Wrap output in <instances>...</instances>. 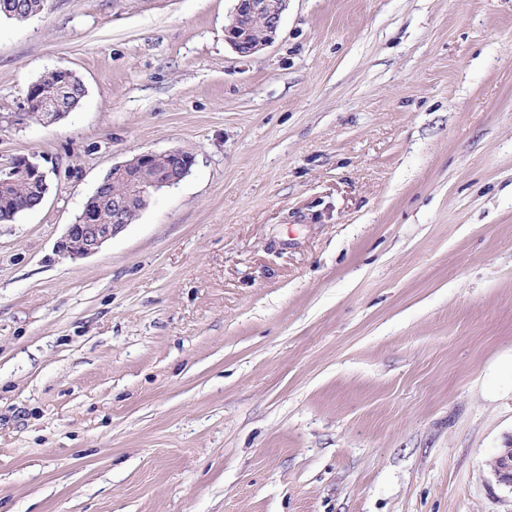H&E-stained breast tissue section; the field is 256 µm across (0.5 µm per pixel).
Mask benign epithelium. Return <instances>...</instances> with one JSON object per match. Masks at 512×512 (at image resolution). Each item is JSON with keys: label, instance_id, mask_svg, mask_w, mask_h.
Listing matches in <instances>:
<instances>
[{"label": "benign epithelium", "instance_id": "7a95c632", "mask_svg": "<svg viewBox=\"0 0 512 512\" xmlns=\"http://www.w3.org/2000/svg\"><path fill=\"white\" fill-rule=\"evenodd\" d=\"M287 2L288 0H236L231 20L224 28L225 41L240 56H248L261 50L275 38ZM259 16L263 17L265 33L262 38L253 39L250 22ZM62 72L68 78L51 95L52 106L43 118L46 123H54L65 116L66 102L74 82L69 79L70 70L64 68ZM167 155L181 161L178 167L181 174L176 176L157 169L153 163L156 154L148 151L112 166L111 179L99 183L85 203L82 215L74 223L67 225L64 235L57 243L58 254L72 260L96 254L105 242L125 228L121 221L122 212L132 198H142L152 191L178 183L195 163L192 155L181 150H171ZM3 170L0 191L7 190L18 181L34 182L39 189L48 190L47 173L33 155L14 156L3 166ZM111 184L122 187L123 194L112 197V217L105 221L97 209L98 198ZM491 470L499 483L512 487V451L503 453L499 461L491 466Z\"/></svg>", "mask_w": 512, "mask_h": 512}]
</instances>
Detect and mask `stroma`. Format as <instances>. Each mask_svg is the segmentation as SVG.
<instances>
[{
	"mask_svg": "<svg viewBox=\"0 0 512 512\" xmlns=\"http://www.w3.org/2000/svg\"><path fill=\"white\" fill-rule=\"evenodd\" d=\"M48 0L0 19V512H512V0ZM66 68L79 106L26 92ZM178 184L56 244L112 165ZM236 2L231 20L224 28V39L238 55L248 56L273 41L288 0H236ZM250 22L253 37L260 39L250 37ZM166 154L174 158L161 155L156 159L155 166L153 160L157 154L148 151L112 166L111 180H102L99 183L85 203L82 215L77 217L73 224L67 225L64 235L57 243L58 254L72 260L96 254L105 242L120 233L128 224H132L139 212L143 210V201L134 203L126 209L125 224L122 223V212L132 198H142L151 191L177 184L195 163L192 155L181 150H171ZM176 158L183 162L177 169L181 174L176 176L171 171L159 170L175 171L179 164ZM111 181L112 186H121L124 192L113 196L111 186L112 217L106 222L99 215L96 205H98V198ZM0 169L4 170L0 177V191L6 192L15 183L7 194L0 193V224H10L20 212L27 210L28 204L37 196L35 186L30 182H35L43 190V201L48 190L47 173L33 155L14 156Z\"/></svg>",
	"mask_w": 512,
	"mask_h": 512,
	"instance_id": "stroma-1",
	"label": "stroma"
}]
</instances>
